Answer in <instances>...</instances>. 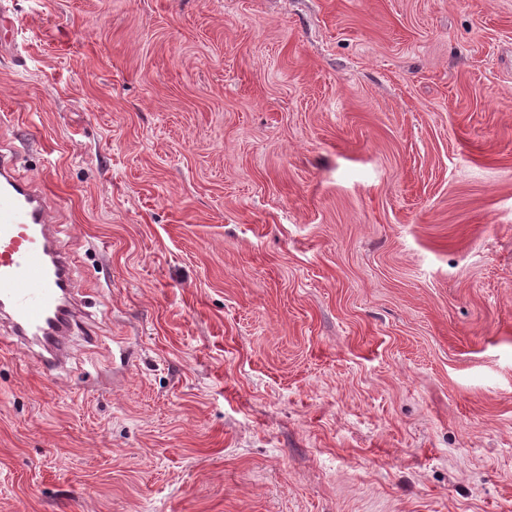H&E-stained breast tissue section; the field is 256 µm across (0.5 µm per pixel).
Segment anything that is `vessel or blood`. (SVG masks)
Listing matches in <instances>:
<instances>
[{
  "label": "vessel or blood",
  "mask_w": 512,
  "mask_h": 512,
  "mask_svg": "<svg viewBox=\"0 0 512 512\" xmlns=\"http://www.w3.org/2000/svg\"><path fill=\"white\" fill-rule=\"evenodd\" d=\"M15 150L0 146V313L12 333L29 341L57 323L53 336L43 337L44 370L61 368L68 337L78 315L59 316L63 291L73 290L71 257L62 245V230L41 182L18 173Z\"/></svg>",
  "instance_id": "b4317fda"
}]
</instances>
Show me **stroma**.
I'll list each match as a JSON object with an SVG mask.
<instances>
[{"label":"stroma","instance_id":"1","mask_svg":"<svg viewBox=\"0 0 512 512\" xmlns=\"http://www.w3.org/2000/svg\"><path fill=\"white\" fill-rule=\"evenodd\" d=\"M2 112L0 512H512V0H0ZM14 146H0V309L12 335L35 339L52 321L54 336L44 338L41 362L45 371L61 368L68 337L79 315L58 317L63 290L72 295L71 257L61 244L62 230L41 182L18 174Z\"/></svg>","mask_w":512,"mask_h":512}]
</instances>
